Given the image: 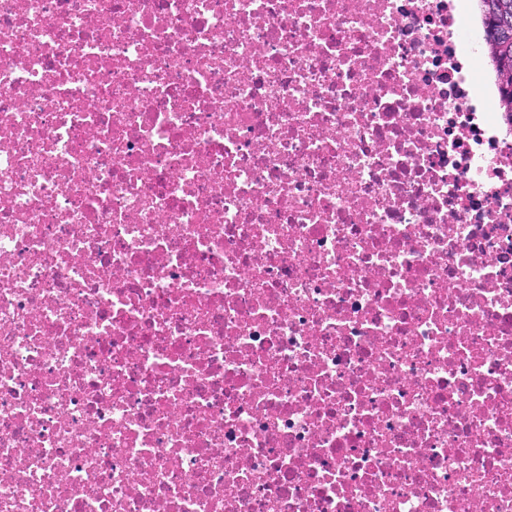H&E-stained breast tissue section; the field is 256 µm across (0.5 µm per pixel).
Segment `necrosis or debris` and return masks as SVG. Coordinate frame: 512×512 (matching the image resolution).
I'll return each instance as SVG.
<instances>
[{
  "label": "necrosis or debris",
  "mask_w": 512,
  "mask_h": 512,
  "mask_svg": "<svg viewBox=\"0 0 512 512\" xmlns=\"http://www.w3.org/2000/svg\"><path fill=\"white\" fill-rule=\"evenodd\" d=\"M471 0H0V512H512V116Z\"/></svg>",
  "instance_id": "4bbe7bcc"
}]
</instances>
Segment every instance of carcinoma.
<instances>
[{
	"label": "carcinoma",
	"mask_w": 512,
	"mask_h": 512,
	"mask_svg": "<svg viewBox=\"0 0 512 512\" xmlns=\"http://www.w3.org/2000/svg\"><path fill=\"white\" fill-rule=\"evenodd\" d=\"M487 12V48L503 80V112L512 113V0H478Z\"/></svg>",
	"instance_id": "1"
}]
</instances>
